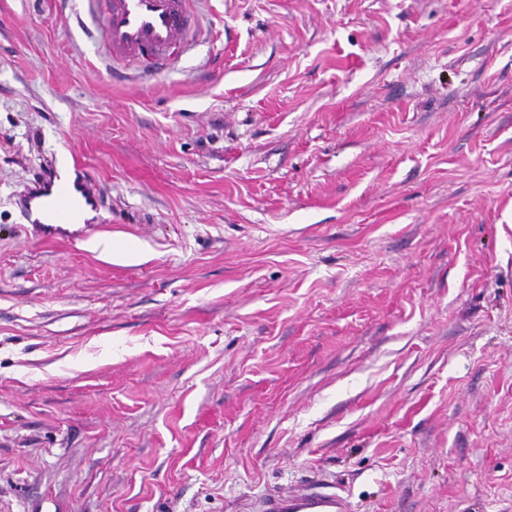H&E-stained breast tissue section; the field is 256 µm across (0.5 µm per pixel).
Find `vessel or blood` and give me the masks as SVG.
<instances>
[{
    "label": "vessel or blood",
    "instance_id": "1",
    "mask_svg": "<svg viewBox=\"0 0 512 512\" xmlns=\"http://www.w3.org/2000/svg\"><path fill=\"white\" fill-rule=\"evenodd\" d=\"M200 0H80L75 24L92 40L102 41L113 64H139L142 71L168 67L172 51L189 45L201 28ZM71 176L52 169L28 184L21 209L34 233L55 237L70 225L86 223L94 199L85 191L86 170L71 165ZM266 512H353L341 488L320 485L269 499Z\"/></svg>",
    "mask_w": 512,
    "mask_h": 512
}]
</instances>
